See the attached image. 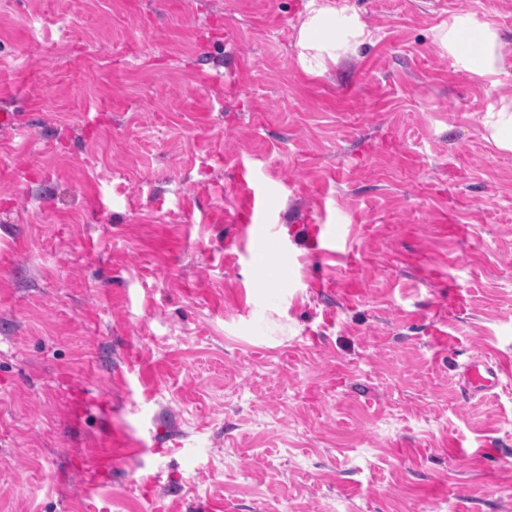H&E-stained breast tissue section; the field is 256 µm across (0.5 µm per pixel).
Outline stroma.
<instances>
[{
    "label": "stroma",
    "instance_id": "stroma-1",
    "mask_svg": "<svg viewBox=\"0 0 512 512\" xmlns=\"http://www.w3.org/2000/svg\"><path fill=\"white\" fill-rule=\"evenodd\" d=\"M309 2L0 0V512H512V0ZM372 32L348 5L311 0L295 38L296 64L305 73L322 76L342 58L356 55ZM437 38L441 49L451 56L459 69L489 82L496 90L500 76L509 74L512 63L502 51V39L492 21L480 20L474 14L458 13L439 27ZM486 112V140L501 151L512 152V94H499ZM506 370L510 371L511 366L506 369L497 361L486 358L471 359L463 365L461 373L465 394L474 397L491 393L500 384V376Z\"/></svg>",
    "mask_w": 512,
    "mask_h": 512
}]
</instances>
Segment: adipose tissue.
I'll list each match as a JSON object with an SVG mask.
<instances>
[{"instance_id":"obj_1","label":"adipose tissue","mask_w":512,"mask_h":512,"mask_svg":"<svg viewBox=\"0 0 512 512\" xmlns=\"http://www.w3.org/2000/svg\"><path fill=\"white\" fill-rule=\"evenodd\" d=\"M371 38L367 24L341 0H311L296 33V64L305 73L323 75L331 65L357 54ZM437 38L461 71L488 81L497 91L501 76L512 69L492 21L458 13L439 27ZM483 125L488 141L499 150L512 152V94L498 91Z\"/></svg>"}]
</instances>
